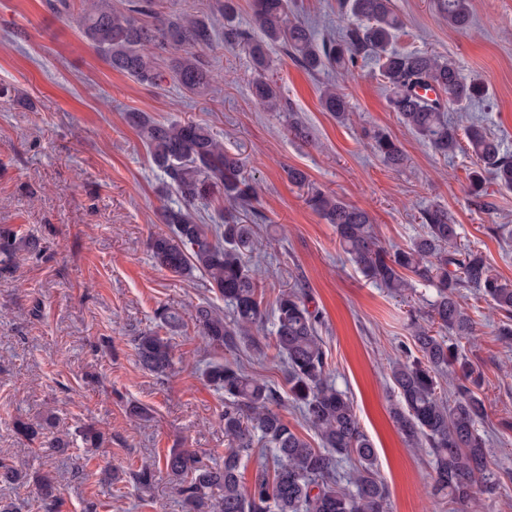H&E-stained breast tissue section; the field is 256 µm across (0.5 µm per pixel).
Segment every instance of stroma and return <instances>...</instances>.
I'll list each match as a JSON object with an SVG mask.
<instances>
[{
	"instance_id": "stroma-1",
	"label": "stroma",
	"mask_w": 512,
	"mask_h": 512,
	"mask_svg": "<svg viewBox=\"0 0 512 512\" xmlns=\"http://www.w3.org/2000/svg\"><path fill=\"white\" fill-rule=\"evenodd\" d=\"M467 31L449 27L434 0H392L405 22L396 46L452 60L489 88L486 101L449 111L462 125L478 123L512 153V0H471ZM84 0L52 8L48 0H0V227L40 241V255L18 251L0 272V464L21 469L22 482L0 484V498L18 512H45L32 478L63 480L56 512H184L163 470L174 448L204 461L224 460V396L207 382L208 361L227 359L208 348L193 324L168 332L155 317L166 306L181 312L223 306L200 273L177 277L154 268L152 236L167 232L162 211L177 207L165 177L125 115L207 124L226 150L239 154L257 189L255 206L260 289L273 300L288 281H300L319 310L320 334L331 359L330 378L346 393L377 452L392 512H448L429 494L432 458L408 447L391 414L389 365L411 345V317H424L433 288L417 286L411 303L366 280L336 242V232L290 182L304 170L314 187L367 210L386 249L409 245L422 232L420 212L447 209L461 244L484 251L495 271L512 279V191L486 186L496 211L472 202L469 152L436 153L391 112L374 66L311 73L281 46L270 51L267 80L299 112L312 139L289 134L277 112L259 104L246 50L225 43L224 0H154L156 18L189 16L209 23L216 37L201 58L213 80L193 95L166 82L150 87L116 72L82 38L77 18ZM292 19L334 39L343 21L336 0H293ZM347 95L351 115L339 123L320 105L327 85ZM380 131L397 140L403 167L384 165L371 148ZM478 329L465 347L485 373L491 469L512 470V345L498 340L500 316L467 297ZM154 330L171 335L175 365L163 377L141 368L132 339ZM147 408L130 417L128 403ZM53 416L67 448L50 449L15 431L17 420ZM109 436L85 447L80 426ZM156 470L139 488L132 474Z\"/></svg>"
}]
</instances>
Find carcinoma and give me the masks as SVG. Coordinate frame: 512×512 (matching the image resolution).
Listing matches in <instances>:
<instances>
[{"mask_svg": "<svg viewBox=\"0 0 512 512\" xmlns=\"http://www.w3.org/2000/svg\"><path fill=\"white\" fill-rule=\"evenodd\" d=\"M341 5L352 19L335 41L320 42L307 24L289 21V0H253V24L259 34L229 24L224 27V41L246 46L260 73L270 67V47L276 44L309 72L327 67L351 70L360 60L374 63L388 89V104L405 126L444 155L463 149L462 142H467L477 166L471 195L480 209L493 210L485 201L484 184L492 179L500 188L512 190V155L483 127L471 124L461 129L447 119L448 106L464 110L485 100L487 85L464 75L449 59L428 51L397 49L394 42L404 22L391 0H341ZM436 6L447 15L448 26L470 27L471 0H437ZM151 13L152 0H135L123 10L112 9L107 0H87L80 30L113 70L149 86L160 85L164 74L147 48L180 51L169 61L172 79L190 93H203L211 74L200 51L211 45L214 31L186 16L152 24L142 20ZM427 91L435 97L425 95ZM251 94L263 105L288 112L290 133L309 140V127L297 112L281 105L275 84L260 76L253 81ZM320 102L338 121L349 120L345 93L327 86ZM126 121L182 201L163 212L171 233L150 240L155 265L177 276L201 272L231 309L227 319L211 306H198L186 315L160 307L156 318L170 329L192 321L208 347L233 352L244 346L264 354L267 337L254 331L263 316L257 269L245 261L255 249V229L241 212L248 211L257 220L261 215L252 205L256 189L243 173L241 158L225 150L201 123L160 122L144 112H129ZM371 140L374 153L386 165H404L405 154L390 136L377 132ZM218 197L231 204L224 209L222 223L212 229L197 223L193 207ZM307 203L334 226L340 248L365 278L400 295L414 290L417 282L435 288L427 322H412L417 355L407 354L390 367L396 390L391 414L406 441L428 449L432 456L433 498L448 503V512H472L481 507L479 495H492L512 482V470L493 471L488 465L487 438L480 429L486 415L484 372L452 342L454 337L477 336L475 322L460 303V289L485 298L502 315L496 336L507 342L512 340V280L495 273L482 251L458 244L456 225L440 206L424 208L422 234L409 246L390 252L379 244L365 209L320 190L313 191ZM17 249L14 231L0 227V271L12 266ZM272 313V340L286 363L288 398L315 431L320 446L313 447L280 415L283 395L274 384L248 373L237 361L210 363L203 375L224 392L227 448L223 463L214 466L201 463L185 449H174L164 458L163 467L185 512H390L375 448L350 399L329 381L319 311L310 310L308 294L297 282L279 290ZM133 342L143 368L164 374L172 367L169 338L148 331ZM446 375L454 380L449 401L442 397L441 380ZM51 426L52 418L47 417L36 426L19 421L15 429L31 440ZM255 448L270 455L273 468L260 465L247 487L241 469ZM340 461L351 465L343 478L336 477ZM36 487L46 512H55L59 482L43 475Z\"/></svg>", "mask_w": 512, "mask_h": 512, "instance_id": "obj_1", "label": "carcinoma"}]
</instances>
